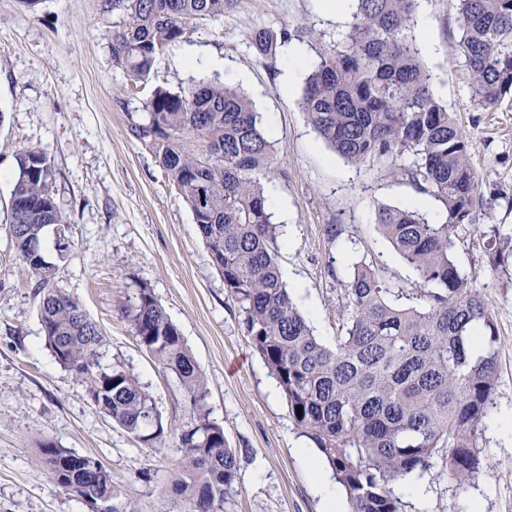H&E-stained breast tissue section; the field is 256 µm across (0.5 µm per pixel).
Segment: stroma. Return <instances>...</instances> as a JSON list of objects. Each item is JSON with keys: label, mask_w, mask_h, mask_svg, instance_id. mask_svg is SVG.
I'll return each instance as SVG.
<instances>
[{"label": "stroma", "mask_w": 512, "mask_h": 512, "mask_svg": "<svg viewBox=\"0 0 512 512\" xmlns=\"http://www.w3.org/2000/svg\"><path fill=\"white\" fill-rule=\"evenodd\" d=\"M426 15L423 60L438 99L473 141L483 182L475 225L462 231L458 268L476 277L498 328V386L482 435V466L457 487L442 466L426 475L425 501L403 494L404 512H512V251L490 264L493 231L512 237V94L492 112L476 111L458 49L456 0H420ZM122 19L106 0H0V512H95L49 481L38 457L48 441L98 456L118 490L117 512H182L163 490L179 464L174 438L145 447L91 402L80 380L44 345L33 277L6 234L8 202L21 146L41 149L55 169L54 197L69 224L71 258L58 285L76 298L102 332L103 366H121L153 397L164 423L179 428L193 410L178 378L139 345L130 320L140 287L152 290L208 379L205 403L237 451L234 492L222 512H323L296 430L271 371L249 346L235 303L211 265L193 217L139 139L145 103L156 86L176 91L199 80L240 86L263 118L277 161L265 194L281 226L284 281L316 335L333 344L352 264L373 259L396 284L415 280L375 222L377 204L405 205L415 188L332 153L301 108L318 54L345 31L347 17L321 0H234L223 21L168 47L155 79L131 87L112 59ZM288 27L305 60L285 52L264 61L255 27ZM194 66H183L185 57ZM344 233L329 242L326 228Z\"/></svg>", "instance_id": "stroma-1"}]
</instances>
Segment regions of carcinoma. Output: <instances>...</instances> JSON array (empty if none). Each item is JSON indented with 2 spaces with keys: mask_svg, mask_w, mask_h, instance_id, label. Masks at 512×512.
Here are the masks:
<instances>
[{
  "mask_svg": "<svg viewBox=\"0 0 512 512\" xmlns=\"http://www.w3.org/2000/svg\"><path fill=\"white\" fill-rule=\"evenodd\" d=\"M352 2L347 32L318 55L307 77L306 119L347 162L431 196L444 220L376 206L375 223L417 278L394 288L376 262L355 263L334 345L313 334L282 280L278 225L263 186L276 163L274 144L247 96L218 80L177 92L159 87L137 135L156 146L237 304L244 336L276 377L295 427L332 469L348 512H403L399 485L424 478L439 452L456 484L478 474L479 440L498 384V330L476 278L453 260L458 228L476 224L482 181L471 161L472 139L434 96L411 35L418 0ZM457 2L471 103L490 112L512 93V0ZM226 3L112 0L124 14L112 34L115 65L135 84L149 80L184 29L221 21ZM288 39L286 29L257 27L252 45L273 61ZM17 168L10 196L26 206L10 209L7 237L34 275L46 348L82 379L91 401L106 398L105 415L115 424L148 447L163 443L168 431L152 398L122 367L101 365L99 329L58 286L59 266L42 255L45 228L68 231L52 192L53 165L40 149L22 146ZM131 322L140 346L176 375L194 409L177 433L182 465L165 494L185 512H218L233 490L238 460L224 426L205 408L207 377L145 286ZM40 454L55 487L96 506L117 495L99 458L50 442L41 443Z\"/></svg>",
  "mask_w": 512,
  "mask_h": 512,
  "instance_id": "carcinoma-1",
  "label": "carcinoma"
}]
</instances>
